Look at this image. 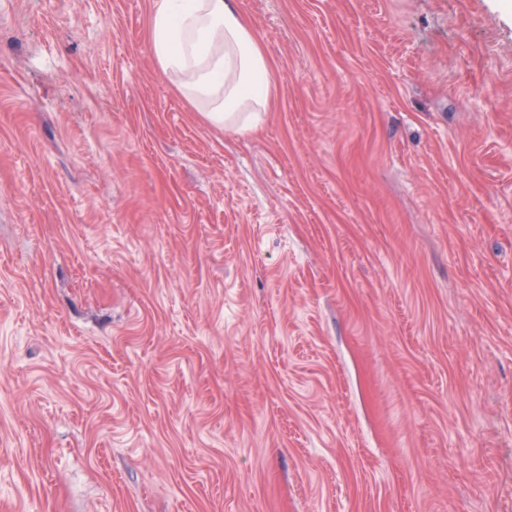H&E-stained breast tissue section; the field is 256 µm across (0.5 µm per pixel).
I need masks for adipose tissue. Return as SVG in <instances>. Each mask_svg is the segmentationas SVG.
I'll list each match as a JSON object with an SVG mask.
<instances>
[{"label":"adipose tissue","instance_id":"obj_1","mask_svg":"<svg viewBox=\"0 0 512 512\" xmlns=\"http://www.w3.org/2000/svg\"><path fill=\"white\" fill-rule=\"evenodd\" d=\"M149 33L161 69L210 124L238 134L257 128L273 99L271 63L235 0H156Z\"/></svg>","mask_w":512,"mask_h":512}]
</instances>
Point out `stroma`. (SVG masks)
Instances as JSON below:
<instances>
[{
  "instance_id": "35a3bbf8",
  "label": "stroma",
  "mask_w": 512,
  "mask_h": 512,
  "mask_svg": "<svg viewBox=\"0 0 512 512\" xmlns=\"http://www.w3.org/2000/svg\"><path fill=\"white\" fill-rule=\"evenodd\" d=\"M0 0V512H512V0ZM149 33L161 69L210 124L237 134L257 128L273 99L271 63L235 0H158Z\"/></svg>"
}]
</instances>
